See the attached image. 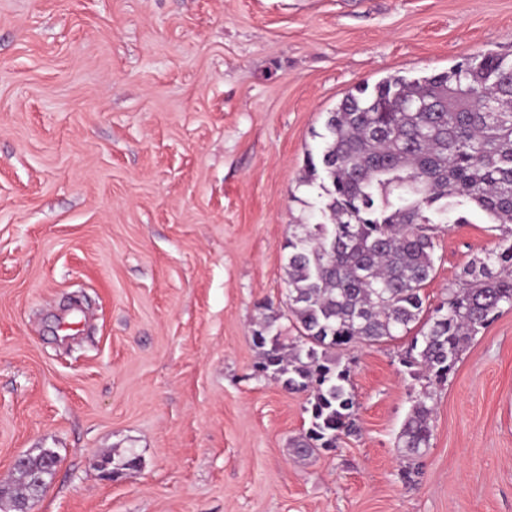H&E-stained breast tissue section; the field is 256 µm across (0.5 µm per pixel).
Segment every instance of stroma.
Listing matches in <instances>:
<instances>
[{"label": "stroma", "instance_id": "35a3bbf8", "mask_svg": "<svg viewBox=\"0 0 512 512\" xmlns=\"http://www.w3.org/2000/svg\"><path fill=\"white\" fill-rule=\"evenodd\" d=\"M488 54L512 57V0H0V486L48 449L32 512H512V309L442 384L406 337L338 352L357 430L306 459L307 396L251 337L286 308L289 226L319 220L329 112ZM493 242L482 214L443 225L428 305ZM411 412L405 420L398 437L397 448H403L409 461L405 478L420 473V459L430 446L432 431L430 417L433 408L428 404L431 394L426 389L415 397Z\"/></svg>", "mask_w": 512, "mask_h": 512}]
</instances>
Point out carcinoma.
Segmentation results:
<instances>
[{"instance_id":"cac0c4a2","label":"carcinoma","mask_w":512,"mask_h":512,"mask_svg":"<svg viewBox=\"0 0 512 512\" xmlns=\"http://www.w3.org/2000/svg\"><path fill=\"white\" fill-rule=\"evenodd\" d=\"M326 131L302 176L322 190V221L296 225L286 243L296 335L282 336L271 306L252 330L255 370L309 395L310 426L291 443L299 458L334 450L356 430L350 371L336 351L419 323L402 363L440 384L472 337L512 308V60L487 55L438 74L359 85L329 113ZM471 209L488 219L496 241L422 323L436 234L442 224L469 223ZM429 399L427 390L416 396L398 437L408 479L430 447ZM57 463L47 450L24 456L11 512L38 497Z\"/></svg>"}]
</instances>
